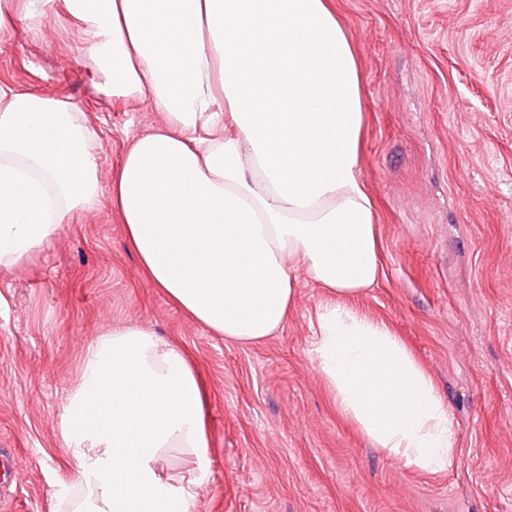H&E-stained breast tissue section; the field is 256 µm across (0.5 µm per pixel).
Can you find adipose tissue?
<instances>
[{"mask_svg": "<svg viewBox=\"0 0 512 512\" xmlns=\"http://www.w3.org/2000/svg\"><path fill=\"white\" fill-rule=\"evenodd\" d=\"M63 4L101 92L150 97L165 115L110 187L144 275L240 344L282 329L299 279L323 288L314 361L341 416L405 465L445 469L456 435L432 380L387 323L351 305L381 276V242L335 0ZM93 138L75 103L0 85V269L95 205ZM209 430L203 371L184 348L146 326L105 328L83 349L60 423L86 494L52 512H191ZM173 454L185 480L166 472Z\"/></svg>", "mask_w": 512, "mask_h": 512, "instance_id": "obj_1", "label": "adipose tissue"}]
</instances>
